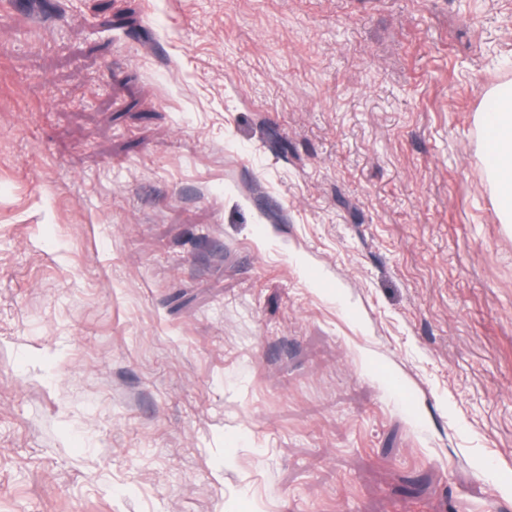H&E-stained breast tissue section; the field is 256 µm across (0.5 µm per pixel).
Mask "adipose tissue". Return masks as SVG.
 Listing matches in <instances>:
<instances>
[{"label":"adipose tissue","instance_id":"ef3b65f1","mask_svg":"<svg viewBox=\"0 0 512 512\" xmlns=\"http://www.w3.org/2000/svg\"><path fill=\"white\" fill-rule=\"evenodd\" d=\"M495 109L477 113L484 133L489 169L487 183L502 223H512V81L491 88Z\"/></svg>","mask_w":512,"mask_h":512}]
</instances>
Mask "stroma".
Here are the masks:
<instances>
[{"instance_id":"1","label":"stroma","mask_w":512,"mask_h":512,"mask_svg":"<svg viewBox=\"0 0 512 512\" xmlns=\"http://www.w3.org/2000/svg\"><path fill=\"white\" fill-rule=\"evenodd\" d=\"M512 0H0V512H512ZM494 110L477 112L475 120L484 133L489 169L487 183L501 222L512 223V81L487 92Z\"/></svg>"}]
</instances>
